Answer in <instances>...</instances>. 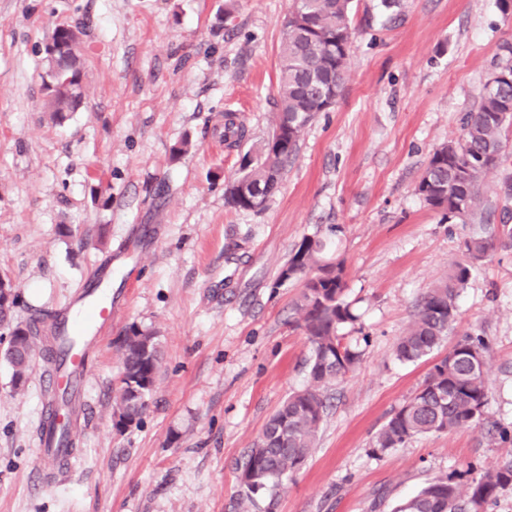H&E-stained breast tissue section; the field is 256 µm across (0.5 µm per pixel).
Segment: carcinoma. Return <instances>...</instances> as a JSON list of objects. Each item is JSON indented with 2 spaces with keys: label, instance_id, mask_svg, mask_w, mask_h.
<instances>
[{
  "label": "carcinoma",
  "instance_id": "1",
  "mask_svg": "<svg viewBox=\"0 0 512 512\" xmlns=\"http://www.w3.org/2000/svg\"><path fill=\"white\" fill-rule=\"evenodd\" d=\"M352 0H292L299 20L282 31L278 107L272 134L252 158L240 165L238 179L261 188L264 200L274 196L280 175L296 155L304 129L321 112L330 111V98L339 97L348 75ZM78 30L58 25L45 45L50 63L43 82L45 106L55 115L73 112L82 100L81 71L77 66ZM512 127V81L484 88L480 105L462 122L458 142L434 151L416 186V192L443 218L469 228L462 242V258L448 277L419 301L413 320L395 346L396 357L414 362L430 355L448 339L458 318L457 300L476 264L493 251L512 248V173L506 167L505 132ZM493 170L504 175L497 188L482 189ZM233 208L255 206L233 186L225 190ZM323 243L302 239L280 270L276 285L291 280L287 273L315 270L303 282L297 309L300 327L310 345L309 385L290 394L268 420L260 440L240 468L244 502L268 488H282L309 459L320 426L330 406L329 385L352 371L359 353L340 334L357 316L345 296L342 263L321 259ZM12 346L5 357L13 380L28 376V353L36 351V336L29 323L15 324ZM123 370L115 399L116 425L139 424L154 390L161 357L157 337L133 325L122 342ZM490 345L480 334H467L437 359L417 390L387 420L371 448L380 456L417 435L482 429L488 424L487 361ZM512 485V462L487 469L465 482L434 477L417 495L395 512H485L498 492Z\"/></svg>",
  "mask_w": 512,
  "mask_h": 512
}]
</instances>
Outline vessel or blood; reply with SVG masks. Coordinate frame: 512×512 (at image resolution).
I'll use <instances>...</instances> for the list:
<instances>
[{
	"instance_id": "b4317fda",
	"label": "vessel or blood",
	"mask_w": 512,
	"mask_h": 512,
	"mask_svg": "<svg viewBox=\"0 0 512 512\" xmlns=\"http://www.w3.org/2000/svg\"><path fill=\"white\" fill-rule=\"evenodd\" d=\"M111 319L112 301L103 295L96 278L84 285L75 303L49 318L48 331L58 352L56 363L44 376L50 392L66 394L71 401L80 397L88 353ZM45 414L52 423L38 435V453L45 461L66 460L71 455L67 443L73 438L70 423L63 420L61 408L47 406Z\"/></svg>"
}]
</instances>
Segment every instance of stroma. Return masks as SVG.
Masks as SVG:
<instances>
[{"label":"stroma","instance_id":"1","mask_svg":"<svg viewBox=\"0 0 512 512\" xmlns=\"http://www.w3.org/2000/svg\"><path fill=\"white\" fill-rule=\"evenodd\" d=\"M289 3L0 0V277L14 319L56 313L104 262L114 309L89 354L76 465L50 477L35 445L45 361L15 388L0 325V512H394L434 476L512 461V440L476 430L370 451L432 366L398 360L395 344L466 233L415 186L477 110L512 20L497 0H353L342 95L305 128L265 208L237 210L225 188L273 128ZM63 22L83 29V99L55 123L43 46ZM229 112L247 130L236 144ZM307 236L345 262L358 320L344 334L361 358L330 387L306 464L244 508L246 453L309 381L302 282L275 284ZM132 325L156 334L163 362L139 425L120 431L118 341ZM468 333L490 341L487 415L512 430V250L462 292L448 340Z\"/></svg>","mask_w":512,"mask_h":512}]
</instances>
